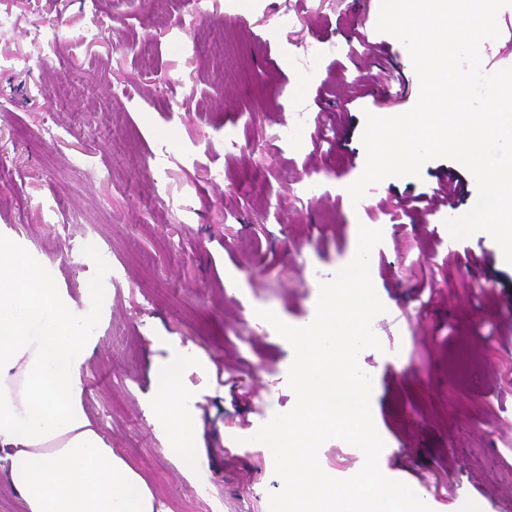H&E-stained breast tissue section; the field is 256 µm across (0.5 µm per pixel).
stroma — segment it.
<instances>
[{
	"label": "stroma",
	"mask_w": 512,
	"mask_h": 512,
	"mask_svg": "<svg viewBox=\"0 0 512 512\" xmlns=\"http://www.w3.org/2000/svg\"><path fill=\"white\" fill-rule=\"evenodd\" d=\"M380 2L0 0V245L69 297L87 326L86 413L170 512H269L281 481L252 437L296 397L293 349L257 312L308 325L362 225L383 232L382 347L358 357L382 473L432 512H512V267L487 233L453 239L447 205L406 210L450 159L357 206L345 191L365 113L419 95L407 49L376 29ZM497 22L488 74L512 68V6ZM174 359L193 466L154 415L153 376ZM318 459L336 479L364 463L339 439Z\"/></svg>",
	"instance_id": "obj_1"
}]
</instances>
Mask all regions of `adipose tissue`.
Returning <instances> with one entry per match:
<instances>
[{
    "mask_svg": "<svg viewBox=\"0 0 512 512\" xmlns=\"http://www.w3.org/2000/svg\"><path fill=\"white\" fill-rule=\"evenodd\" d=\"M0 456L25 512H169L112 448L76 395L89 349L67 297L0 247ZM182 365L155 373V415L194 458L195 428L175 398Z\"/></svg>",
    "mask_w": 512,
    "mask_h": 512,
    "instance_id": "ef3b65f1",
    "label": "adipose tissue"
}]
</instances>
